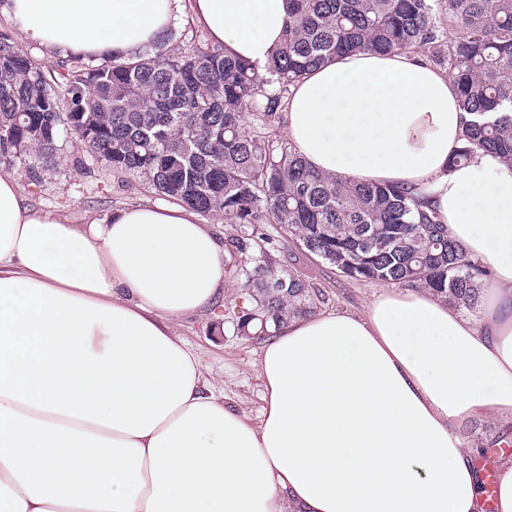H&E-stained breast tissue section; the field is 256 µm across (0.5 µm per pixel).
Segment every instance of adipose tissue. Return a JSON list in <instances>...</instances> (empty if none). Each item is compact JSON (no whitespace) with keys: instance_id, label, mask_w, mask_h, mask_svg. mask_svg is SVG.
Segmentation results:
<instances>
[{"instance_id":"1","label":"adipose tissue","mask_w":512,"mask_h":512,"mask_svg":"<svg viewBox=\"0 0 512 512\" xmlns=\"http://www.w3.org/2000/svg\"><path fill=\"white\" fill-rule=\"evenodd\" d=\"M228 55L265 65L288 0H192ZM181 0H0L48 52L129 59ZM315 171L400 185L490 267L482 314L412 288L289 320L260 362L258 423L224 405L175 319L224 295V248L176 203L85 224L0 168V512H482L478 418L512 424V166L465 141L450 75L358 52L290 90Z\"/></svg>"}]
</instances>
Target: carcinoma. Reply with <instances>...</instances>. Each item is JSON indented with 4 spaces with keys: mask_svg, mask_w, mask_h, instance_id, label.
<instances>
[{
    "mask_svg": "<svg viewBox=\"0 0 512 512\" xmlns=\"http://www.w3.org/2000/svg\"><path fill=\"white\" fill-rule=\"evenodd\" d=\"M434 2L289 0L283 44L263 66L165 40L127 61L68 57L50 70L0 34V159L18 160L39 183L69 138L113 173L234 227L225 246L241 257L236 272L251 298L238 316L243 332L271 336L324 302L278 268L259 224L277 225L346 278L427 288L472 309L488 270L413 192L316 173L270 135L307 71L346 53L422 49L457 86L466 141L452 163L484 150L512 165V0H446V29Z\"/></svg>",
    "mask_w": 512,
    "mask_h": 512,
    "instance_id": "cac0c4a2",
    "label": "carcinoma"
}]
</instances>
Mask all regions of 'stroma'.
Returning <instances> with one entry per match:
<instances>
[{
	"label": "stroma",
	"instance_id": "obj_1",
	"mask_svg": "<svg viewBox=\"0 0 512 512\" xmlns=\"http://www.w3.org/2000/svg\"><path fill=\"white\" fill-rule=\"evenodd\" d=\"M14 172L35 209L54 211L71 223L82 224L92 216L130 205H150L158 198L142 178H115L87 147L67 140L63 143L57 171L44 174L42 183L30 182L22 165ZM269 246L273 258L326 296L320 310L360 314L366 309L377 285L350 280L320 258L298 248L285 233L272 232ZM224 296L206 311L177 319L176 333L196 349L205 373L224 391V403L250 419H258L264 405L258 367L266 346L265 337L244 335L225 315L244 299L235 267L225 274Z\"/></svg>",
	"mask_w": 512,
	"mask_h": 512
}]
</instances>
